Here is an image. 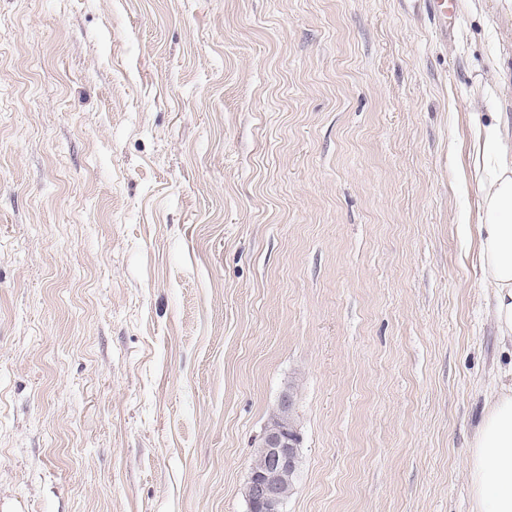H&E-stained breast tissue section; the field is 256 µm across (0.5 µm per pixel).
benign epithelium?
<instances>
[{
	"instance_id": "obj_1",
	"label": "benign epithelium",
	"mask_w": 512,
	"mask_h": 512,
	"mask_svg": "<svg viewBox=\"0 0 512 512\" xmlns=\"http://www.w3.org/2000/svg\"><path fill=\"white\" fill-rule=\"evenodd\" d=\"M301 429L293 388L283 393L258 438L260 463L251 464L244 487L248 512H283L301 463Z\"/></svg>"
}]
</instances>
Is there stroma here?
<instances>
[{"label":"stroma","mask_w":512,"mask_h":512,"mask_svg":"<svg viewBox=\"0 0 512 512\" xmlns=\"http://www.w3.org/2000/svg\"><path fill=\"white\" fill-rule=\"evenodd\" d=\"M0 0V512H473L506 356L470 181L498 0ZM294 397L289 387L258 438L261 462L251 463L244 487L248 512H283L287 494L294 491L302 443Z\"/></svg>","instance_id":"1"}]
</instances>
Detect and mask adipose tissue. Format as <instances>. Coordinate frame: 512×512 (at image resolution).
I'll use <instances>...</instances> for the list:
<instances>
[{
    "mask_svg": "<svg viewBox=\"0 0 512 512\" xmlns=\"http://www.w3.org/2000/svg\"><path fill=\"white\" fill-rule=\"evenodd\" d=\"M474 170L481 199L477 259L489 314L508 356L471 443L467 480L475 512H512V133L479 126Z\"/></svg>",
    "mask_w": 512,
    "mask_h": 512,
    "instance_id": "ef3b65f1",
    "label": "adipose tissue"
}]
</instances>
